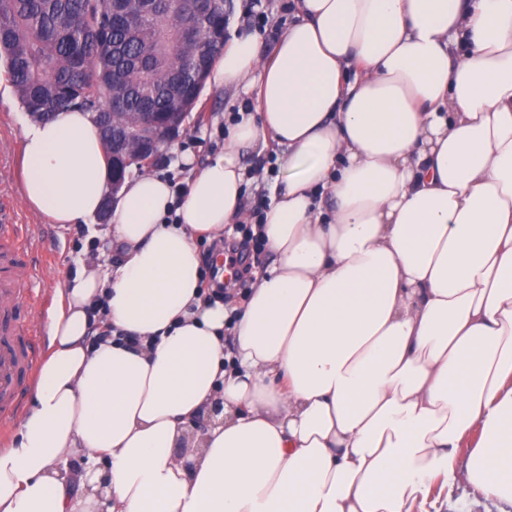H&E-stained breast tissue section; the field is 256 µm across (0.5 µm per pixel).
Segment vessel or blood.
Here are the masks:
<instances>
[{
    "mask_svg": "<svg viewBox=\"0 0 512 512\" xmlns=\"http://www.w3.org/2000/svg\"><path fill=\"white\" fill-rule=\"evenodd\" d=\"M11 196L0 188V438L19 412L21 399L42 357L39 324H18L16 312L28 306L47 309L50 294H36L39 279L28 263L29 227L15 221Z\"/></svg>",
    "mask_w": 512,
    "mask_h": 512,
    "instance_id": "vessel-or-blood-1",
    "label": "vessel or blood"
}]
</instances>
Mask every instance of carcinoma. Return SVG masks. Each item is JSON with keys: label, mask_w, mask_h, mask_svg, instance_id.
<instances>
[{"label": "carcinoma", "mask_w": 512, "mask_h": 512, "mask_svg": "<svg viewBox=\"0 0 512 512\" xmlns=\"http://www.w3.org/2000/svg\"><path fill=\"white\" fill-rule=\"evenodd\" d=\"M191 0H119L122 18L105 25L113 0H0V60L25 111L122 109L100 129L112 136L145 113L163 121L191 112L201 98L186 76L190 62L210 70L224 49V9L206 16L190 40L178 38Z\"/></svg>", "instance_id": "1"}]
</instances>
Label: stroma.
<instances>
[{"label":"stroma","mask_w":512,"mask_h":512,"mask_svg":"<svg viewBox=\"0 0 512 512\" xmlns=\"http://www.w3.org/2000/svg\"><path fill=\"white\" fill-rule=\"evenodd\" d=\"M245 92L228 87L225 90H204L199 103L186 120L188 132L172 144L163 146L154 172L184 181L188 169L184 155H194L196 162H203L215 154L221 141V130L230 112L246 100ZM30 117L18 100L17 93L0 98V163L11 176L13 206L17 221L33 227L34 246L28 251L30 264L42 267L40 282L46 292H55L60 282L74 275L78 261L106 263L112 259L109 247L110 224L92 220L86 236H78L75 229L47 222L44 215L28 208L22 194L19 158L22 150L23 127ZM430 494L436 497L440 512H512V502L489 499L466 480L442 485L433 480Z\"/></svg>","instance_id":"stroma-1"}]
</instances>
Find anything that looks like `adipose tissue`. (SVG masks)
<instances>
[{
    "label": "adipose tissue",
    "mask_w": 512,
    "mask_h": 512,
    "mask_svg": "<svg viewBox=\"0 0 512 512\" xmlns=\"http://www.w3.org/2000/svg\"><path fill=\"white\" fill-rule=\"evenodd\" d=\"M209 86L256 93L184 195L144 173L111 215L115 259L57 290L0 512H431L457 450L512 501V0H299L272 51L234 36ZM281 173L254 227L272 256L231 316L199 238L249 220L241 154ZM23 198L87 223L112 171L89 113L23 129ZM176 214L168 223V214ZM106 301L138 349L91 346ZM192 465L173 452L214 401ZM108 472L74 488L68 459Z\"/></svg>",
    "instance_id": "ef3b65f1"
}]
</instances>
